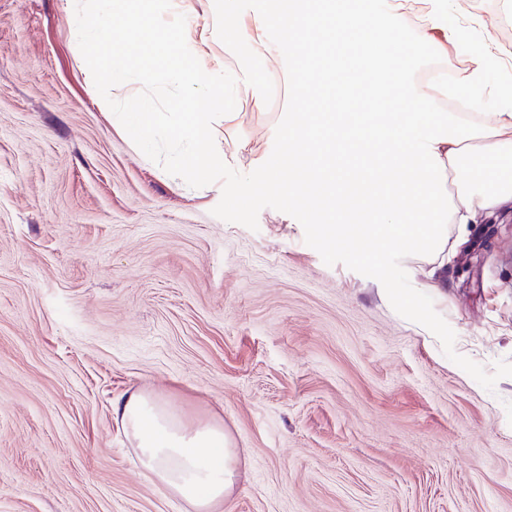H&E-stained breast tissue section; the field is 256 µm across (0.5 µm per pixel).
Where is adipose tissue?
<instances>
[{
	"label": "adipose tissue",
	"instance_id": "1",
	"mask_svg": "<svg viewBox=\"0 0 512 512\" xmlns=\"http://www.w3.org/2000/svg\"><path fill=\"white\" fill-rule=\"evenodd\" d=\"M94 17L85 0L75 13L83 32L81 64L93 79L100 109L111 111L125 86L138 45L151 61L144 82L177 86L198 109L173 125L179 160L203 178L224 166L226 134L235 131V102L256 110L267 85L283 79L310 111L280 113L276 155L250 158L256 186L287 193L333 218L336 244L363 240L380 255L435 256L452 224L481 222L512 208V84L487 86L501 51L492 34L469 51V36L485 29L471 0H318L313 11H288L279 0H216L231 24V47L245 49L254 68L208 67L190 37L188 0H103ZM133 38L116 37V26ZM432 48L439 58L465 56L453 89L417 79L411 51ZM487 87L495 112L459 121L446 98ZM300 164V175H271L275 160ZM145 478L178 497L186 512H224L239 486V455L210 417L186 421L163 396L133 391L112 407Z\"/></svg>",
	"mask_w": 512,
	"mask_h": 512
}]
</instances>
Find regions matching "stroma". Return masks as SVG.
Here are the masks:
<instances>
[{"mask_svg":"<svg viewBox=\"0 0 512 512\" xmlns=\"http://www.w3.org/2000/svg\"><path fill=\"white\" fill-rule=\"evenodd\" d=\"M240 106L245 172L278 113ZM90 93L63 0H0V512H185L112 420L130 390L213 415L246 478L224 512H512V377L481 387L292 216L215 217ZM455 349L512 362V212L451 234Z\"/></svg>","mask_w":512,"mask_h":512,"instance_id":"35a3bbf8","label":"stroma"}]
</instances>
